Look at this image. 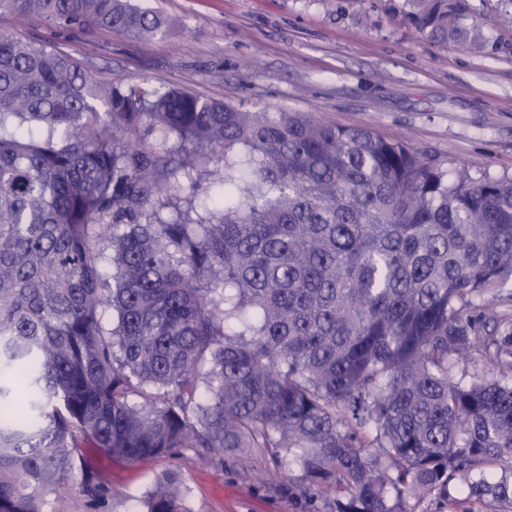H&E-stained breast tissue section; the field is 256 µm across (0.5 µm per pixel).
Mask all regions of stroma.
<instances>
[{"mask_svg":"<svg viewBox=\"0 0 512 512\" xmlns=\"http://www.w3.org/2000/svg\"><path fill=\"white\" fill-rule=\"evenodd\" d=\"M175 20L149 42L101 28L60 30L36 16L0 14V33L68 53L118 83L146 80L244 108L306 112L340 126L407 140L449 173L512 177V25L500 0H472L483 52L440 43L403 23V0H138ZM100 486L49 495L46 512H144L153 484L180 475L192 512H327L325 498L291 494L268 455L131 461L82 448Z\"/></svg>","mask_w":512,"mask_h":512,"instance_id":"stroma-1","label":"stroma"}]
</instances>
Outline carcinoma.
Here are the masks:
<instances>
[{"instance_id": "obj_1", "label": "carcinoma", "mask_w": 512, "mask_h": 512, "mask_svg": "<svg viewBox=\"0 0 512 512\" xmlns=\"http://www.w3.org/2000/svg\"><path fill=\"white\" fill-rule=\"evenodd\" d=\"M404 6L423 35L485 47L470 0ZM0 11L172 27L132 0ZM209 164L223 193L196 214ZM510 282L512 177H450L305 112L102 82L0 34V512L97 493L86 440L130 460L262 448L299 495L333 491L331 512H405L391 489L512 512ZM463 359L496 378H455ZM187 498L170 477L145 512Z\"/></svg>"}]
</instances>
